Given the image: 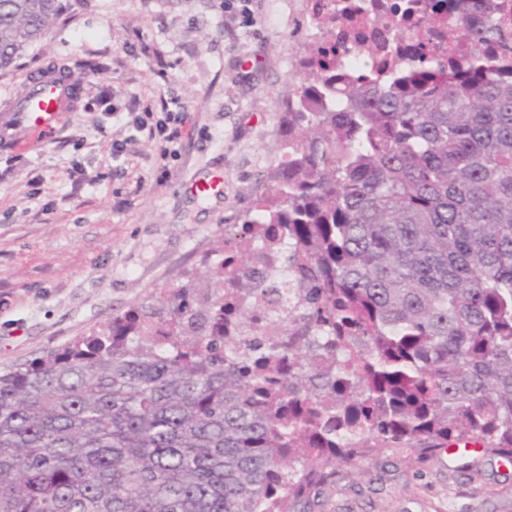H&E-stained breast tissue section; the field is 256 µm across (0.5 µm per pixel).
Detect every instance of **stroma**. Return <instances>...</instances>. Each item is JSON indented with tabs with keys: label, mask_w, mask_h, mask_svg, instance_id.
<instances>
[{
	"label": "stroma",
	"mask_w": 512,
	"mask_h": 512,
	"mask_svg": "<svg viewBox=\"0 0 512 512\" xmlns=\"http://www.w3.org/2000/svg\"><path fill=\"white\" fill-rule=\"evenodd\" d=\"M62 2L46 40L0 71V111L56 67L79 89L50 131L0 147L1 370L202 270L269 185L306 39L304 0H252L248 22L224 0ZM170 97L189 115L173 158L126 124ZM215 171L222 197L187 192ZM321 512H512V461L373 452L339 468Z\"/></svg>",
	"instance_id": "stroma-1"
}]
</instances>
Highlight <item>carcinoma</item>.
Instances as JSON below:
<instances>
[{"mask_svg": "<svg viewBox=\"0 0 512 512\" xmlns=\"http://www.w3.org/2000/svg\"><path fill=\"white\" fill-rule=\"evenodd\" d=\"M61 0H0V70ZM474 42L501 36L456 18ZM299 60L274 185L242 227L276 224L307 325L238 315L286 353L224 338V283L270 305L241 259L190 273L148 314L0 373V512H316L372 451L429 458L477 439L512 459V72L421 69L336 92ZM189 345L147 343L149 317Z\"/></svg>", "mask_w": 512, "mask_h": 512, "instance_id": "1", "label": "carcinoma"}]
</instances>
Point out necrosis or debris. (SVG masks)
<instances>
[{
	"instance_id": "obj_1",
	"label": "necrosis or debris",
	"mask_w": 512,
	"mask_h": 512,
	"mask_svg": "<svg viewBox=\"0 0 512 512\" xmlns=\"http://www.w3.org/2000/svg\"><path fill=\"white\" fill-rule=\"evenodd\" d=\"M437 0H306L307 40L336 50V74L342 84L363 76L391 72L399 62L418 63L423 49L436 48L437 58L449 66L466 59L492 61L502 48L512 49V0H452L440 8ZM480 18L496 16L507 33L506 42H486L473 49L469 38L455 25L457 13ZM335 15L328 28L320 21ZM430 17L427 31H420L423 17Z\"/></svg>"
}]
</instances>
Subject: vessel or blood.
<instances>
[{
	"label": "vessel or blood",
	"mask_w": 512,
	"mask_h": 512,
	"mask_svg": "<svg viewBox=\"0 0 512 512\" xmlns=\"http://www.w3.org/2000/svg\"><path fill=\"white\" fill-rule=\"evenodd\" d=\"M70 86L69 79L61 74L32 82L22 96L13 100L8 115L0 119V129L25 127L35 132L51 129L56 114L73 109Z\"/></svg>",
	"instance_id": "obj_1"
}]
</instances>
